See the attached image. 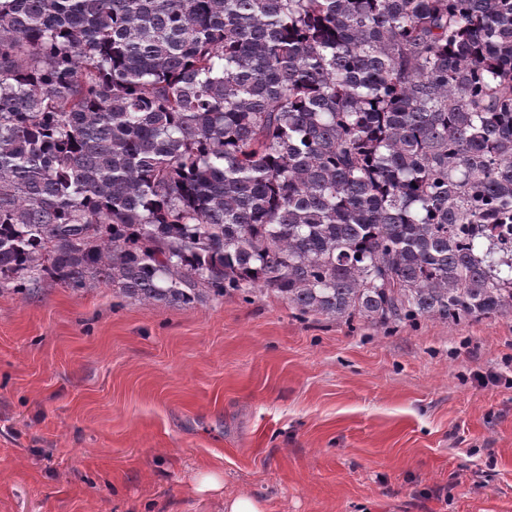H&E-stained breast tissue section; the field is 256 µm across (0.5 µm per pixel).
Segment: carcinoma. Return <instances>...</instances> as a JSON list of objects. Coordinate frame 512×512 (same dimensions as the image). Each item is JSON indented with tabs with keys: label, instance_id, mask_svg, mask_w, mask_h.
I'll use <instances>...</instances> for the list:
<instances>
[{
	"label": "carcinoma",
	"instance_id": "carcinoma-1",
	"mask_svg": "<svg viewBox=\"0 0 512 512\" xmlns=\"http://www.w3.org/2000/svg\"><path fill=\"white\" fill-rule=\"evenodd\" d=\"M512 314V0H0V285Z\"/></svg>",
	"mask_w": 512,
	"mask_h": 512
}]
</instances>
